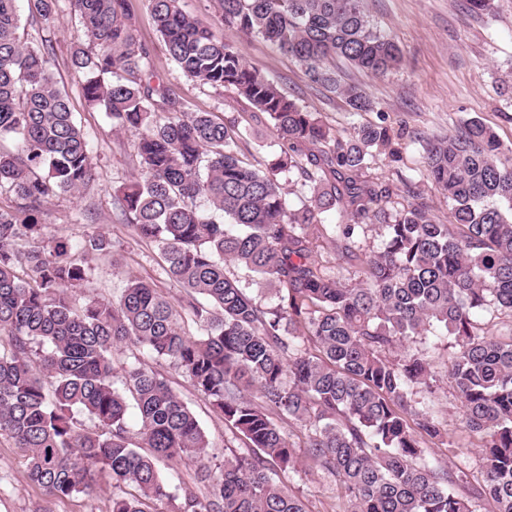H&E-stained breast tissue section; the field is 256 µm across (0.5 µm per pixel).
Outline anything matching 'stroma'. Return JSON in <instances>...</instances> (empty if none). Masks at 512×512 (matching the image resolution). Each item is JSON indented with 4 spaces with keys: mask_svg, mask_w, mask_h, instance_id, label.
Masks as SVG:
<instances>
[{
    "mask_svg": "<svg viewBox=\"0 0 512 512\" xmlns=\"http://www.w3.org/2000/svg\"><path fill=\"white\" fill-rule=\"evenodd\" d=\"M181 6L186 13L207 20L218 40L237 48L251 67L282 86L298 105L319 113L337 133L367 122L391 125L399 133L398 156L393 160L379 158L375 172L393 181L415 180L417 192L431 206L437 222L448 223L449 209L432 183L419 177L424 166V140L445 136L464 120L477 117L493 128L504 146L512 147V105L501 93L503 86L512 84V0H494L490 19L470 14L468 0H366L372 22L396 39L404 55L399 69L380 78L344 61H333L342 83L362 86L376 101L375 111L367 113L348 111L341 98L311 83L294 59L269 42L245 37L224 25L214 0H181ZM133 22L141 40L150 46L158 72L180 95L218 116L248 118L252 107L244 98L229 90L215 94L177 71L142 0H133ZM44 34L56 47L53 74L70 92L96 164V179L85 191L62 193L49 201L47 232L73 242L99 232L111 243L105 257L92 260L89 282L75 292L77 303L116 299L132 277L147 279L163 295L177 299L180 290L167 275L157 245L132 236L114 218L113 192L135 173L134 135L116 131L104 111L85 105L78 78L68 66L76 34L69 13H60ZM87 207L94 210L95 223H73V214ZM422 350L439 379L434 394L427 398L428 405L447 424L454 445L470 446L475 438L460 424L455 393L446 377L452 350L433 336ZM166 374L205 430L211 442V462H223L228 448L245 452L244 442L232 434L179 369L167 367ZM25 467L22 450L0 438V512H110L112 480L107 473H97L91 493L53 501L26 480ZM282 480L290 491L304 497L310 512H331L337 501L336 484L327 476L287 472Z\"/></svg>",
    "mask_w": 512,
    "mask_h": 512,
    "instance_id": "stroma-1",
    "label": "stroma"
}]
</instances>
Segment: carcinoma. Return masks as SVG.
Listing matches in <instances>:
<instances>
[{
  "instance_id": "cac0c4a2",
  "label": "carcinoma",
  "mask_w": 512,
  "mask_h": 512,
  "mask_svg": "<svg viewBox=\"0 0 512 512\" xmlns=\"http://www.w3.org/2000/svg\"><path fill=\"white\" fill-rule=\"evenodd\" d=\"M18 2L0 0V437L26 453V479L67 499L90 493L105 468L111 512H157L164 502L172 512H308L279 472L316 470L335 479L339 512H512V165L499 160L492 128L471 118L424 144L421 176L452 216L440 224L410 182L371 176L377 157L396 154L391 126L333 132L180 0L144 2L181 74L234 90L272 128L276 140L254 164L241 158L236 118L196 109L159 78L130 0H27L34 24L54 21L63 5L76 20L70 66L83 99L136 136L137 174L115 190L113 211L156 243L183 291L176 305L137 278L115 302L79 306L72 290L110 241L49 237L42 216L53 196L93 183L92 150L50 71L55 45L24 40ZM216 4L225 25L271 42L352 112L373 110V100L326 62L384 76L403 61L365 0ZM289 185L305 192L298 208ZM330 210L350 223L328 230ZM372 224L384 240L368 254L359 236ZM325 247L336 250L334 268L316 259ZM230 264L273 285L279 302L248 295ZM185 314L198 336L181 327ZM499 323L508 337L493 332ZM429 334L454 348L448 381L463 428L479 439L478 480L466 452L439 453L454 443L417 400L437 383L411 347ZM122 345L151 361L129 364L118 384L112 351ZM167 366L249 453L231 449L209 465L210 442ZM284 419L304 429L302 442ZM184 459L199 464L204 485L172 491L159 463Z\"/></svg>"
}]
</instances>
